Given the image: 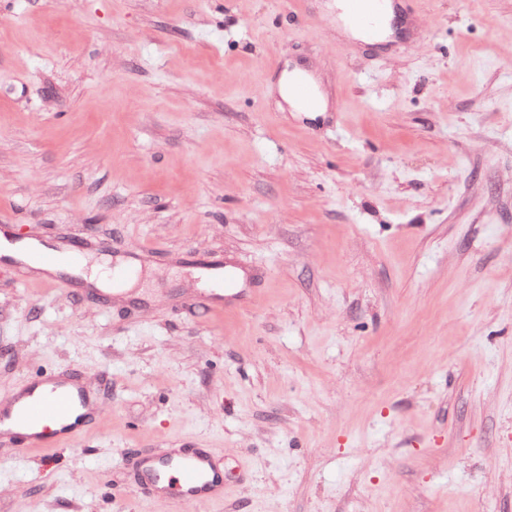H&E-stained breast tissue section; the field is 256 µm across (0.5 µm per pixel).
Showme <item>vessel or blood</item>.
<instances>
[{
	"label": "vessel or blood",
	"instance_id": "b4317fda",
	"mask_svg": "<svg viewBox=\"0 0 512 512\" xmlns=\"http://www.w3.org/2000/svg\"><path fill=\"white\" fill-rule=\"evenodd\" d=\"M347 20L364 38L377 40L388 10H399L407 0H343ZM292 93L300 111L313 105V83L308 72L297 71L291 80ZM81 261L80 249L69 251L44 247L31 262H14L15 273L26 277L31 265L46 269L71 270ZM99 405L87 388L65 386L49 374L36 379L0 401V441H22L24 447L39 448L76 439L85 415L96 414ZM138 490L156 502L170 500L210 501L224 494V463L208 448H162L138 453L131 460Z\"/></svg>",
	"mask_w": 512,
	"mask_h": 512
}]
</instances>
